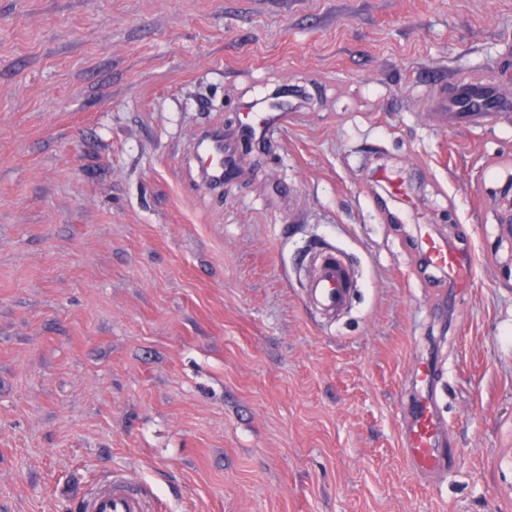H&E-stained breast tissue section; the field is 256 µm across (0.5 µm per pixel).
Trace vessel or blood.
<instances>
[{"label": "vessel or blood", "instance_id": "b4317fda", "mask_svg": "<svg viewBox=\"0 0 512 512\" xmlns=\"http://www.w3.org/2000/svg\"><path fill=\"white\" fill-rule=\"evenodd\" d=\"M435 101L450 119L467 124L479 123L503 108L487 85L477 86L475 94L466 97L439 95ZM201 146L204 182L210 187L221 186L232 164L229 152L224 149V137L203 136ZM421 252L428 265L459 281L469 279L470 267L443 239L424 233ZM315 259L316 272L307 285L309 298L325 314L339 313L347 308L353 293L351 271L339 254L319 253ZM410 376L416 396L402 418L403 455L415 474L433 481L452 467L444 450L447 425L436 395V368L430 360L420 358L412 364ZM155 508L156 499L149 487L130 480L120 471L100 481L80 501L81 512H154Z\"/></svg>", "mask_w": 512, "mask_h": 512}]
</instances>
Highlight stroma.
I'll return each mask as SVG.
<instances>
[{"mask_svg": "<svg viewBox=\"0 0 512 512\" xmlns=\"http://www.w3.org/2000/svg\"><path fill=\"white\" fill-rule=\"evenodd\" d=\"M509 47L512 0H0V512L115 471L170 512H512V111L425 102L512 97ZM273 93L293 120L207 187L198 137ZM319 250L358 276L331 321ZM420 357L435 482L401 453ZM476 95L464 98L458 95H439L435 97L441 112H448V118L459 123L477 124L484 117L500 112L505 106L494 95L490 86L479 85ZM421 252L425 262L437 267L448 277L458 281L467 282L471 273V265L467 267L466 261L454 248L443 239L435 238L431 233L421 235ZM410 376L418 393L402 418L403 455L415 474L434 481L453 465L443 448L447 425L436 395V368L431 360L420 358L412 364Z\"/></svg>", "mask_w": 512, "mask_h": 512, "instance_id": "stroma-1", "label": "stroma"}]
</instances>
